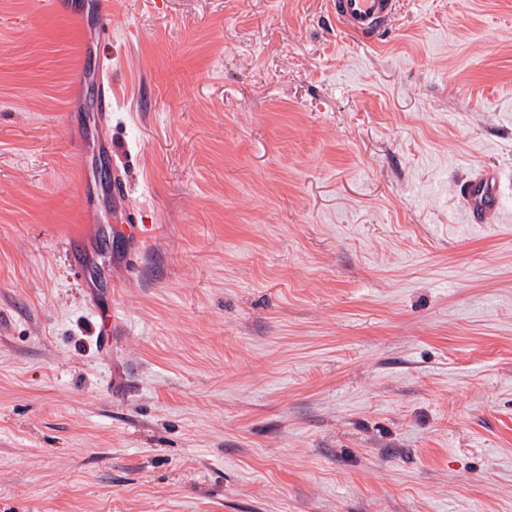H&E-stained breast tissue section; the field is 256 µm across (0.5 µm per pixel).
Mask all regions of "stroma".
Listing matches in <instances>:
<instances>
[{
	"mask_svg": "<svg viewBox=\"0 0 512 512\" xmlns=\"http://www.w3.org/2000/svg\"><path fill=\"white\" fill-rule=\"evenodd\" d=\"M100 24L0 0V512H512V0ZM329 12L337 29L366 45H374L387 35L405 10L404 0H329ZM501 173L491 167H479L462 183L460 198L472 222L486 224L496 216L500 199Z\"/></svg>",
	"mask_w": 512,
	"mask_h": 512,
	"instance_id": "1",
	"label": "stroma"
}]
</instances>
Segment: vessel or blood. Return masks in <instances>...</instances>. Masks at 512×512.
<instances>
[{
    "label": "vessel or blood",
    "mask_w": 512,
    "mask_h": 512,
    "mask_svg": "<svg viewBox=\"0 0 512 512\" xmlns=\"http://www.w3.org/2000/svg\"><path fill=\"white\" fill-rule=\"evenodd\" d=\"M405 0H328V9L344 35L366 45L387 35L405 10ZM501 173L491 167L477 168L462 183L460 198L472 222L487 223L496 216L500 199Z\"/></svg>",
    "instance_id": "1"
}]
</instances>
